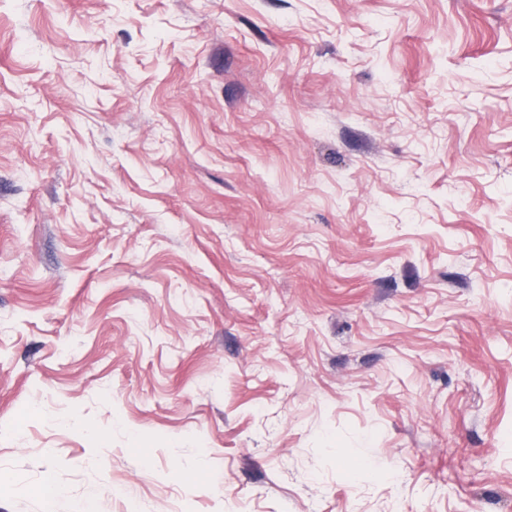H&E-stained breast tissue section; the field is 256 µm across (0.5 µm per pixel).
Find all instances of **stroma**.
Instances as JSON below:
<instances>
[{"label":"stroma","mask_w":512,"mask_h":512,"mask_svg":"<svg viewBox=\"0 0 512 512\" xmlns=\"http://www.w3.org/2000/svg\"><path fill=\"white\" fill-rule=\"evenodd\" d=\"M0 512H512V0H0Z\"/></svg>","instance_id":"1"}]
</instances>
